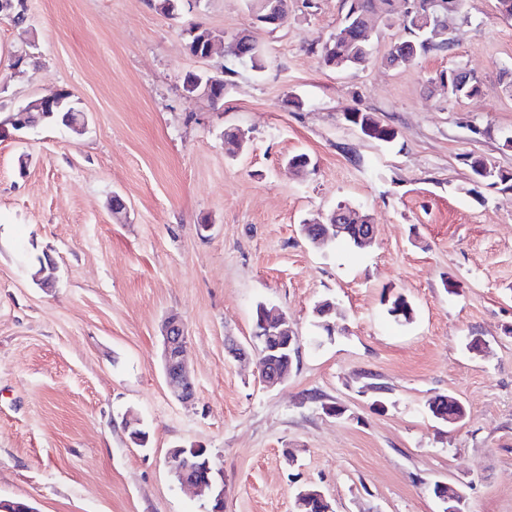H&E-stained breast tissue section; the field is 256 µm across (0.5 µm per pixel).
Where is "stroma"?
<instances>
[{
	"label": "stroma",
	"mask_w": 512,
	"mask_h": 512,
	"mask_svg": "<svg viewBox=\"0 0 512 512\" xmlns=\"http://www.w3.org/2000/svg\"><path fill=\"white\" fill-rule=\"evenodd\" d=\"M179 4L170 17L153 0H22L20 25L0 13V113L64 89L89 117L81 135L41 123L0 137V498L38 512H205L168 465L173 447L196 445L224 481V512H297L305 487L333 512H441L438 482L469 512H512V189L473 185L463 162L512 173V93L498 81L512 71V19L496 0H464L449 49L402 68L384 58L404 32L380 19L370 63L336 70L319 51L345 0H290L273 30L249 0ZM194 25L228 42L249 31L264 70L192 57ZM457 64L482 76L480 95L437 83ZM219 69L223 104L185 93L187 72ZM353 109L395 140L363 136L343 118ZM234 128L247 142L232 155ZM297 153L312 159L302 176L287 166ZM340 204L371 215V246L304 239V220ZM46 256L48 289L32 278ZM392 293L411 322L388 314ZM326 299L340 314L331 334L314 312ZM261 303L301 338L274 387L226 351L228 338L251 342ZM170 315L188 336V406L162 370ZM475 336L483 354L466 348ZM438 395L466 420L436 422Z\"/></svg>",
	"instance_id": "obj_1"
}]
</instances>
